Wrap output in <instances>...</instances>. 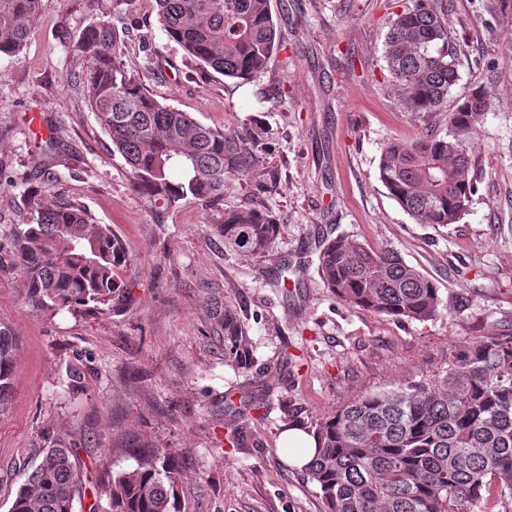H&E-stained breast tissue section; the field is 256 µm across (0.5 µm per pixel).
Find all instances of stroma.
<instances>
[{"mask_svg": "<svg viewBox=\"0 0 512 512\" xmlns=\"http://www.w3.org/2000/svg\"><path fill=\"white\" fill-rule=\"evenodd\" d=\"M404 3L270 0L284 48L241 82L185 58L158 27L155 0H41L26 47L0 56V240L25 218L28 183L57 165L54 198L81 203L122 239L128 297L98 314L44 313L0 265V324L18 338L0 416V512L58 440L81 475L75 512H112L100 483L136 468L143 446L178 456L181 512H324L317 485L280 451L283 429L315 430L360 396L434 382L469 344L512 337V0H453L444 18L461 62L449 103L480 86L495 94L474 140L470 210L444 226L416 223L378 177L387 142L444 133L448 116L399 105L383 44ZM102 17L119 32L124 68L159 101L227 133L262 128L256 173L232 181L221 208L188 198L156 220L83 96L62 83L84 67L68 42ZM243 206L278 218L272 252L244 257L215 235ZM340 236L398 252L436 282L444 309L405 322L337 299L315 268L324 240ZM280 269L284 289L272 284ZM215 301L242 310L249 367L225 360ZM262 385L263 408L230 439L226 403Z\"/></svg>", "mask_w": 512, "mask_h": 512, "instance_id": "1", "label": "stroma"}]
</instances>
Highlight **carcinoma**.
Listing matches in <instances>:
<instances>
[{
  "mask_svg": "<svg viewBox=\"0 0 512 512\" xmlns=\"http://www.w3.org/2000/svg\"><path fill=\"white\" fill-rule=\"evenodd\" d=\"M157 23L186 58L228 78L262 74L282 37L270 0H156ZM413 0L389 19L384 59L407 112L429 114L448 100L460 78V52L444 22L450 0ZM41 0H0V55L26 45ZM118 33L107 20L87 26L70 42L84 57L76 83L90 110L125 159L130 190L156 218L191 196L207 208L224 200V186L252 175L258 160L252 129L225 133L153 97L116 54ZM485 88L473 90L448 113L442 135L392 140L378 163L379 179L419 224L458 223L475 186L471 141L493 109ZM49 169L25 190L27 219L6 247L23 277L25 298L43 312H96L116 304L125 289L118 272L128 254L121 238L95 223L78 203L50 199ZM224 248L242 256L265 254L279 235L277 217L244 206L214 225ZM317 272L336 298L380 315L409 321L437 316L436 283L394 250L372 249L339 237L318 256ZM211 317L224 330V354L239 367L250 359L248 332L234 305L214 303ZM17 336L0 325V412L11 395ZM264 404V390L244 397L236 415ZM318 446L304 466L321 492L325 512H467L492 482L503 485L502 512H512V338L479 341L448 358L434 384L415 383L363 396L317 425ZM182 467L165 448L138 449L137 468L113 472L105 491L114 512H179ZM80 476L61 440L43 454L15 491L10 512H75Z\"/></svg>",
  "mask_w": 512,
  "mask_h": 512,
  "instance_id": "carcinoma-1",
  "label": "carcinoma"
}]
</instances>
